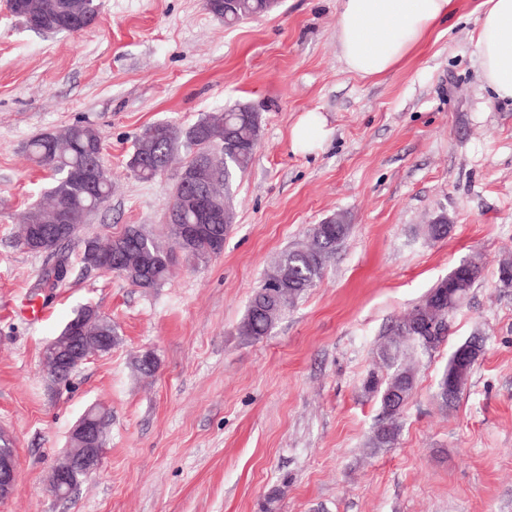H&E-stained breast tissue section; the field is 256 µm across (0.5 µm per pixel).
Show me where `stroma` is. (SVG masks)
Returning a JSON list of instances; mask_svg holds the SVG:
<instances>
[{
	"label": "stroma",
	"instance_id": "obj_1",
	"mask_svg": "<svg viewBox=\"0 0 512 512\" xmlns=\"http://www.w3.org/2000/svg\"><path fill=\"white\" fill-rule=\"evenodd\" d=\"M478 2L368 80L339 57V0H279L234 25L204 0H101L79 34L32 31L0 0V429L18 460L0 512H264L272 492L275 512H512V288L497 279L512 254V101L485 106ZM238 104L261 133L232 185L223 253L179 260L154 290L84 269L83 239L166 231L188 151L140 180L127 164L141 129ZM311 110L329 134L303 153L291 129ZM73 124L102 132L112 194L69 246V280L48 288L46 255L15 241L17 214L52 185L25 146ZM337 212L350 231L321 281L270 336H239L269 266ZM440 215L451 229L438 240L426 224ZM466 259L481 267L470 299L447 342L416 357L396 444L372 447L380 406L363 382L376 346ZM32 301L43 318H27ZM86 305L121 342L55 385L43 349ZM474 336L484 352L455 409H441L437 382ZM147 352L157 369L143 377L132 360ZM91 407L112 415L102 466L56 497L49 474Z\"/></svg>",
	"mask_w": 512,
	"mask_h": 512
}]
</instances>
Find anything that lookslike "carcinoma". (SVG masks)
I'll use <instances>...</instances> for the list:
<instances>
[{
  "mask_svg": "<svg viewBox=\"0 0 512 512\" xmlns=\"http://www.w3.org/2000/svg\"><path fill=\"white\" fill-rule=\"evenodd\" d=\"M239 19L259 17L267 12V0H236ZM14 13L31 29L48 30L55 18L66 12L76 18L71 32L80 33L91 26L100 10L98 0H11ZM259 116L247 106H237L223 112L209 113L187 128L171 123H156L145 127L134 143L132 158L128 161L134 175L149 181L168 167L175 150L181 144L196 147L194 155L181 166L170 207L182 210L186 224L196 223L193 199L186 196L185 176L196 156L220 139H231L243 145L234 157L215 165L203 192L219 211L230 203V188L236 177L245 172L252 161L259 140ZM102 133L90 126L75 124L56 133H44L33 138L27 145L29 158L49 170L54 185L47 193L44 204L29 208L21 215V230L17 244L30 252L44 253L53 247L66 248L77 236L81 224L112 194V180L103 176L97 182H86L79 175L95 164L101 153ZM62 224L70 225L68 235L60 238L55 229ZM43 230L40 242L30 241L32 228ZM350 225L316 224L310 229L315 244L294 246L283 251L263 284L255 290L247 311L238 325L239 335L259 341L270 335L275 324L288 309L322 279L324 269L336 248L345 239ZM166 236L187 259L204 261L211 257L210 238L180 240L176 227L167 225ZM149 252L151 262L146 272H138L143 252ZM118 258L125 279L133 286L154 289L163 286L172 276L174 251L164 248L157 237L142 226L129 225L117 236L93 237L83 241L81 262L85 269H92L98 257ZM480 276L476 269L464 279L466 291L446 300L441 305L443 313L435 325H424L416 319L403 316L395 321L390 337L375 350V359L386 376L381 378L376 370L368 373L364 389L379 397L380 418L373 429L371 444L375 448H388L394 444L399 432L400 414L411 397L416 381L414 367L407 363L408 352L429 354L447 341L451 319L448 311H457L468 300L470 291ZM443 283L433 287L414 306L419 316L434 299L445 295ZM85 335L92 342L104 338L114 347L120 343L116 326L108 320L86 328ZM484 340L480 336L459 345L448 359V364L438 383L436 399L441 408L456 406L474 366L483 353Z\"/></svg>",
  "mask_w": 512,
  "mask_h": 512,
  "instance_id": "carcinoma-1",
  "label": "carcinoma"
}]
</instances>
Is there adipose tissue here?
Returning a JSON list of instances; mask_svg holds the SVG:
<instances>
[{
  "label": "adipose tissue",
  "mask_w": 512,
  "mask_h": 512,
  "mask_svg": "<svg viewBox=\"0 0 512 512\" xmlns=\"http://www.w3.org/2000/svg\"><path fill=\"white\" fill-rule=\"evenodd\" d=\"M456 11L455 0H340L341 58L362 78L382 77ZM476 49L483 85L494 99L512 100V0H482Z\"/></svg>",
  "instance_id": "ef3b65f1"
}]
</instances>
